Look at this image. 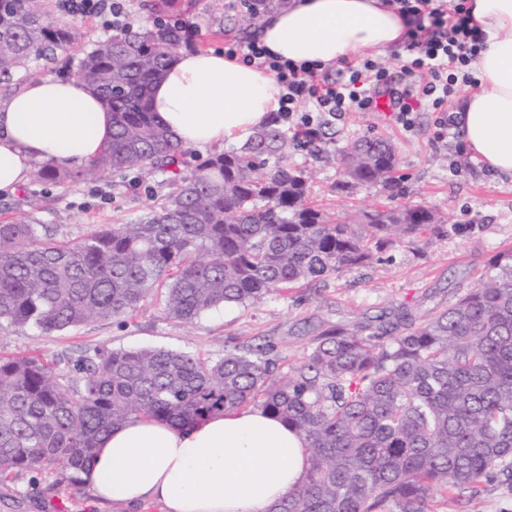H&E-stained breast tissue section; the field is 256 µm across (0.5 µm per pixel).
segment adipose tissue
Wrapping results in <instances>:
<instances>
[{"label":"adipose tissue","mask_w":512,"mask_h":512,"mask_svg":"<svg viewBox=\"0 0 512 512\" xmlns=\"http://www.w3.org/2000/svg\"><path fill=\"white\" fill-rule=\"evenodd\" d=\"M486 34L477 88L462 102L467 146L488 168L512 171V0H472ZM406 23L381 0H293L270 16L261 41L295 63L352 61L401 46ZM281 88L263 70L213 51L181 54L152 92V107L185 149L243 145L279 110ZM112 139V114L81 82L50 76L0 100V193L24 185L33 163L73 168ZM305 440L254 407L178 427L135 418L112 429L83 474L102 505L161 504L164 512H269L309 468Z\"/></svg>","instance_id":"adipose-tissue-1"}]
</instances>
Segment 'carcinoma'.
Wrapping results in <instances>:
<instances>
[{"mask_svg":"<svg viewBox=\"0 0 512 512\" xmlns=\"http://www.w3.org/2000/svg\"><path fill=\"white\" fill-rule=\"evenodd\" d=\"M43 0H0V83L44 57L112 111V141L84 170L58 164L40 182H80L101 170L168 175L172 191L131 224L58 242L39 224H0V320L44 334L125 318L154 291L189 323L224 305L340 273L435 222L423 205L364 214L372 234L311 206L302 171L288 165V134L272 124L240 148L188 170L150 95L187 41L176 28L126 30L85 52ZM344 184L395 185L386 141L362 138L342 154ZM398 333L331 329L286 372L262 346L217 360L165 348L97 349L73 384L57 363L0 357V480L61 464L69 482L102 437L139 417L184 426L253 405L304 436L302 486L270 512H430L432 493L512 479V250L500 252L469 292L426 322L406 311Z\"/></svg>","mask_w":512,"mask_h":512,"instance_id":"1","label":"carcinoma"}]
</instances>
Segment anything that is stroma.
<instances>
[{"mask_svg":"<svg viewBox=\"0 0 512 512\" xmlns=\"http://www.w3.org/2000/svg\"><path fill=\"white\" fill-rule=\"evenodd\" d=\"M138 28L183 18L193 22L196 51H220L228 39L259 36L262 19L245 18L230 0H177L164 10L159 0H130ZM435 115L416 113L412 130L392 113L348 112L326 121L324 155L298 142L289 161L309 179L310 202L329 217H358L391 205H424L441 219L394 243L377 245L370 262L297 285L249 306L230 305L184 323L171 318L159 297L147 298L132 316L97 321L49 335L0 322V356L44 355L59 369L97 348L157 347L219 359L230 350L265 345L281 369L300 366L322 332L335 327L371 334L397 321L401 310L428 319L465 295L496 257L512 249V172L488 170L473 155L457 157L435 142ZM361 137L387 141L396 156L399 188L388 195L374 186L341 185L338 164L328 154ZM166 177L134 181L132 173L105 171L78 184L27 182L0 194V222L26 217L48 226L56 239L74 242L93 231L135 220L160 203ZM433 512H512V487L488 478L451 494H434ZM0 512H127L95 502L84 484L35 472L0 482Z\"/></svg>","mask_w":512,"mask_h":512,"instance_id":"1","label":"stroma"}]
</instances>
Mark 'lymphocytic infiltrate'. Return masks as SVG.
Returning a JSON list of instances; mask_svg holds the SVG:
<instances>
[{
  "label": "lymphocytic infiltrate",
  "mask_w": 512,
  "mask_h": 512,
  "mask_svg": "<svg viewBox=\"0 0 512 512\" xmlns=\"http://www.w3.org/2000/svg\"><path fill=\"white\" fill-rule=\"evenodd\" d=\"M407 23L404 54L397 66L378 58L346 65L337 77L319 66L294 64L269 52L258 40L228 41L224 54L271 74L282 89L279 114L300 131L321 127L322 117L371 111L377 96L389 95L395 120L414 126L421 108L435 111V138L447 139L456 121L448 104L459 88L475 86L473 64L486 35L471 17L468 0H382ZM63 12L128 30L135 24L127 0H59Z\"/></svg>",
  "instance_id": "1"
}]
</instances>
